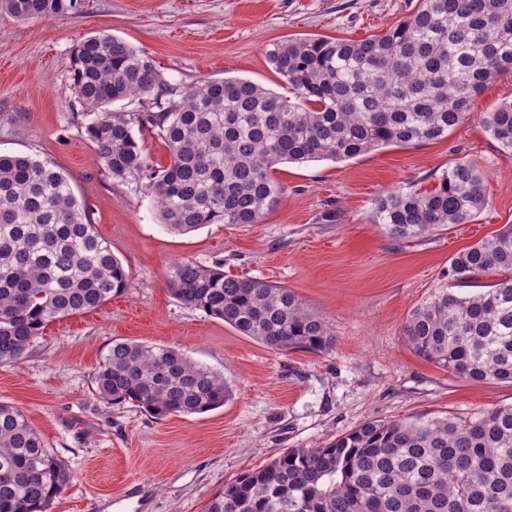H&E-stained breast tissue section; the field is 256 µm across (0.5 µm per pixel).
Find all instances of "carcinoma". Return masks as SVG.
Masks as SVG:
<instances>
[{"label": "carcinoma", "instance_id": "1", "mask_svg": "<svg viewBox=\"0 0 512 512\" xmlns=\"http://www.w3.org/2000/svg\"><path fill=\"white\" fill-rule=\"evenodd\" d=\"M74 0H0L18 21L64 16ZM268 62L294 101L250 80L167 83L153 58L99 33L75 49L72 79L97 116L86 127L104 170L155 196L162 224L187 234L206 224H257L283 192V163L345 161L388 145L437 141L471 112L488 82L512 72V0H420L384 34L361 40L290 38ZM138 98L150 112H109ZM512 155V102L480 115ZM165 144L155 165L144 131ZM486 175L460 159L431 190L380 195L371 222L398 239L466 224L486 205ZM509 273L473 294L434 292L403 326L414 353L473 381L512 383V224L459 251L448 277L468 284ZM129 287V274L97 237L87 208L51 161L0 156V363H18L51 322L93 310ZM165 287L183 305L285 352H318L327 321L290 289L175 262ZM96 393L161 419L201 414L232 396L224 375L168 347L112 343ZM24 414L0 401V512H48L72 483ZM203 512H512V405L468 420L366 421L314 448H285L224 484Z\"/></svg>", "mask_w": 512, "mask_h": 512}]
</instances>
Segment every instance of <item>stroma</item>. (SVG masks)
<instances>
[{
  "instance_id": "1",
  "label": "stroma",
  "mask_w": 512,
  "mask_h": 512,
  "mask_svg": "<svg viewBox=\"0 0 512 512\" xmlns=\"http://www.w3.org/2000/svg\"><path fill=\"white\" fill-rule=\"evenodd\" d=\"M417 0H76L52 20L0 13V154L52 161L129 274L120 296L51 322L19 364H0V400L20 409L74 474L50 512H203L225 483L286 448H310L369 420L468 418L512 404V384L441 370L402 328L432 292L453 288L452 257L512 224V156L480 112L512 101V73L476 98L447 137L354 159L281 164L284 192L257 224L170 232L154 197L111 178L85 133L91 116L72 80L77 44L107 31L145 50L172 85L224 78L295 92L269 65L268 44L302 36L360 40L384 33ZM487 178V204L466 224L391 237L369 216L395 188L429 190L461 158ZM223 262L225 274L290 289L332 334L317 353L283 352L180 304L164 279L173 261ZM181 351L223 373L224 407L157 419L99 397L95 373L113 341Z\"/></svg>"
}]
</instances>
